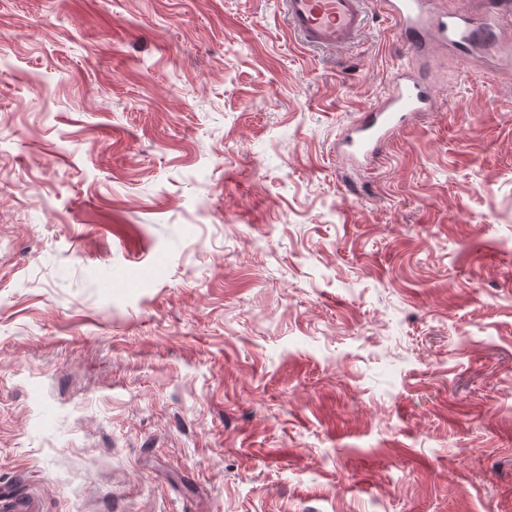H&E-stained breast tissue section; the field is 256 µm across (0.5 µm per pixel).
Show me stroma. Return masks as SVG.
<instances>
[{"label":"stroma","mask_w":512,"mask_h":512,"mask_svg":"<svg viewBox=\"0 0 512 512\" xmlns=\"http://www.w3.org/2000/svg\"><path fill=\"white\" fill-rule=\"evenodd\" d=\"M0 512H512V61L0 0ZM432 101L433 94L426 82L409 70L400 72L384 100L363 112L348 128L341 147L354 163L367 160L377 154L410 117L428 112Z\"/></svg>","instance_id":"stroma-1"}]
</instances>
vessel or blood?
<instances>
[{"instance_id":"b4317fda","label":"vessel or blood","mask_w":512,"mask_h":512,"mask_svg":"<svg viewBox=\"0 0 512 512\" xmlns=\"http://www.w3.org/2000/svg\"><path fill=\"white\" fill-rule=\"evenodd\" d=\"M368 0H280L290 32L305 45L325 50L350 46L364 32ZM394 23L397 38L411 56L421 55L429 43L449 44L471 53L486 50L512 56V41L498 37L503 9L487 4L483 14L450 10L442 0H382ZM430 86L414 72H400L390 93L362 113L345 133L341 146L354 163L373 155L398 133L410 117L430 110Z\"/></svg>"}]
</instances>
